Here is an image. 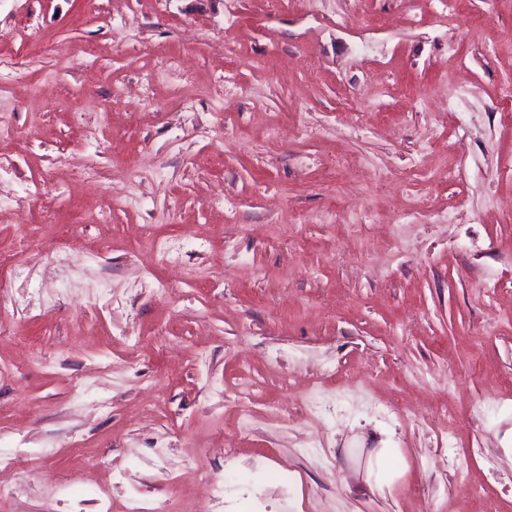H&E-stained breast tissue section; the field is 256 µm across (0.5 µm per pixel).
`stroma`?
Returning <instances> with one entry per match:
<instances>
[{"mask_svg":"<svg viewBox=\"0 0 512 512\" xmlns=\"http://www.w3.org/2000/svg\"><path fill=\"white\" fill-rule=\"evenodd\" d=\"M365 9L0 0V512H512V0ZM394 453L395 448H379L377 451L370 474L378 485L387 484L396 477Z\"/></svg>","mask_w":512,"mask_h":512,"instance_id":"35a3bbf8","label":"stroma"}]
</instances>
